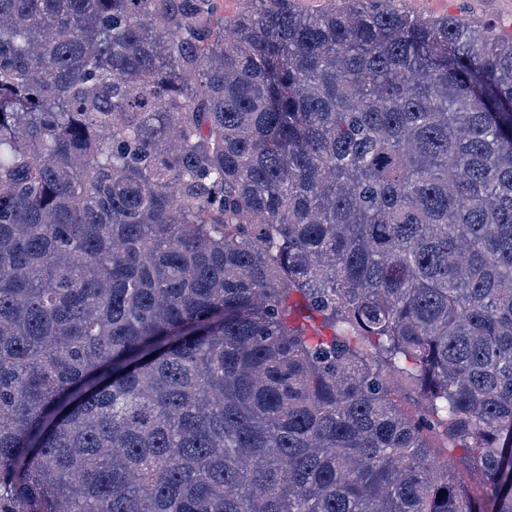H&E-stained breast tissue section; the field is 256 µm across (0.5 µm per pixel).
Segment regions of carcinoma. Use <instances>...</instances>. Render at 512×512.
Returning <instances> with one entry per match:
<instances>
[{"label":"carcinoma","instance_id":"carcinoma-1","mask_svg":"<svg viewBox=\"0 0 512 512\" xmlns=\"http://www.w3.org/2000/svg\"><path fill=\"white\" fill-rule=\"evenodd\" d=\"M249 2L0 0V512H512V37ZM393 377L401 407L409 412H417L421 401L420 391L417 386L404 375L394 374Z\"/></svg>","mask_w":512,"mask_h":512}]
</instances>
